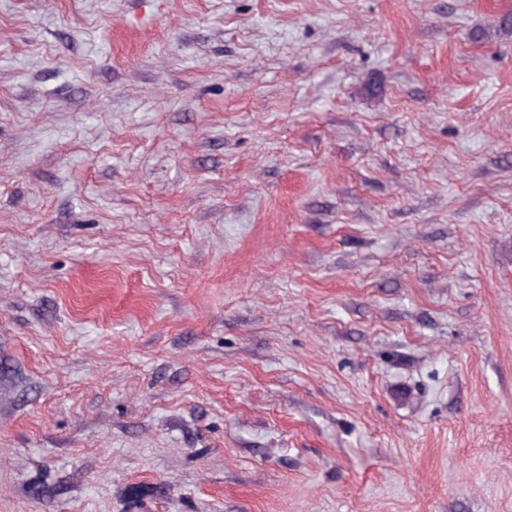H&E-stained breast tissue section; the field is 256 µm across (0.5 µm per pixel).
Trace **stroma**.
Instances as JSON below:
<instances>
[{
    "label": "stroma",
    "instance_id": "obj_1",
    "mask_svg": "<svg viewBox=\"0 0 512 512\" xmlns=\"http://www.w3.org/2000/svg\"><path fill=\"white\" fill-rule=\"evenodd\" d=\"M512 0H0V512H512Z\"/></svg>",
    "mask_w": 512,
    "mask_h": 512
}]
</instances>
